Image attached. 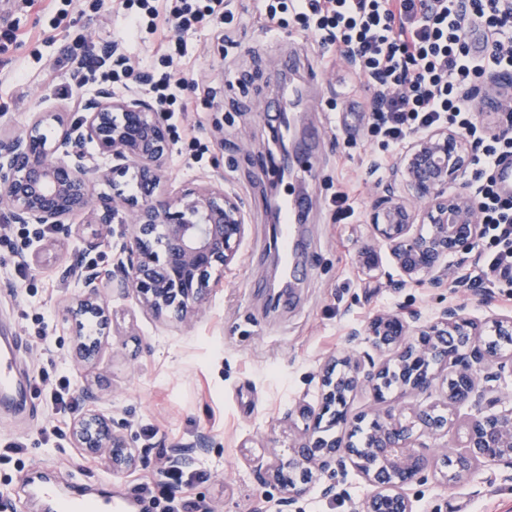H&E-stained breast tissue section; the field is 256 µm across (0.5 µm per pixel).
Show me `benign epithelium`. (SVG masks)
<instances>
[{
    "label": "benign epithelium",
    "instance_id": "7a95c632",
    "mask_svg": "<svg viewBox=\"0 0 512 512\" xmlns=\"http://www.w3.org/2000/svg\"><path fill=\"white\" fill-rule=\"evenodd\" d=\"M512 92V71L481 72L468 97L481 107L501 113L495 132L512 133V113L504 111ZM84 115L60 122L52 141L42 133L43 120H34L24 134L0 137V207L17 224L70 230L69 222L82 216L109 231L113 224L128 225L112 267L106 272L77 259L63 272L62 286L77 284L69 312L79 321L86 316L106 318L105 292L135 296L141 308L172 325L186 321L202 306L213 288L234 264L247 224L242 201L220 184L191 186L175 196L160 191L171 150V132L154 104L132 89L122 96L103 90L82 105ZM94 146L91 153L86 145ZM472 144L445 127L417 136L402 156L394 175L400 176L407 196L387 188L373 202L375 238L391 247L402 279L400 285L430 277L448 261H465L482 235L478 209L466 189L448 192L462 183L472 155ZM131 176L140 200L131 203L122 193L92 197L94 179ZM423 216L428 227L417 224ZM372 348L391 352L401 366L398 384L404 394L428 392L435 380L446 386L451 407L476 410L464 424L466 451L441 456L424 439L448 432L447 410L415 407L407 412L389 408L377 417L380 428L367 445L368 457L356 468L375 492L361 512H412L407 486L430 474L451 469L448 480L473 475L482 463L512 466V404L502 399L500 385L512 379V355L491 363L494 354L481 344L482 327L464 318L454 307L431 320L414 313L375 317L366 328ZM389 370L369 354L331 357L321 369L319 401L315 409L301 410L304 428L290 448L288 462L275 454L255 469L263 485H278L295 500L320 476L336 474L354 454L345 443L320 435L328 413L347 419V399L361 386L383 397L380 385ZM74 447L107 460L112 471H133L142 456L112 415L95 406L74 418L70 429Z\"/></svg>",
    "mask_w": 512,
    "mask_h": 512
}]
</instances>
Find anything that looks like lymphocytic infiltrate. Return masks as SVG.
<instances>
[{
  "label": "lymphocytic infiltrate",
  "mask_w": 512,
  "mask_h": 512,
  "mask_svg": "<svg viewBox=\"0 0 512 512\" xmlns=\"http://www.w3.org/2000/svg\"><path fill=\"white\" fill-rule=\"evenodd\" d=\"M132 38L152 40L159 76L146 90L182 125L186 138L197 127L185 122L182 104L190 87L183 67L195 55L189 32L203 25L230 30L235 15L227 0H121ZM256 16L268 31L311 32L328 52L344 56L368 94L362 110L379 152L371 174L416 136L451 127L475 145L467 186L495 250L487 272L512 275V198H501L494 171L512 163V138L486 137L485 125L460 95L481 71L512 67V0H256Z\"/></svg>",
  "instance_id": "obj_1"
}]
</instances>
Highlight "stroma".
Here are the masks:
<instances>
[{
	"instance_id": "35a3bbf8",
	"label": "stroma",
	"mask_w": 512,
	"mask_h": 512,
	"mask_svg": "<svg viewBox=\"0 0 512 512\" xmlns=\"http://www.w3.org/2000/svg\"><path fill=\"white\" fill-rule=\"evenodd\" d=\"M248 0H233L235 43L225 46L211 27L192 36L197 54L188 68L198 85L186 91L189 118L200 125L201 162L186 164L171 150L164 194L186 185L223 182L244 204L248 230L223 287L179 328L168 327L142 311L134 297H108L109 323L92 328L100 348L87 362L74 358L72 340L79 325L67 309L73 289L61 276L94 224H73L71 232L49 237L46 249L29 263L26 277L15 270L14 251L0 244V328L16 329L24 338L20 351L24 379L35 380L47 359L72 382L74 395L93 392L116 421L125 424L133 447L142 449L147 466L116 475L103 461L82 454L70 440L49 448L40 431L53 421L45 394H34L32 408L0 413V441L18 439L25 447L11 461L0 462V497L12 512H41L28 496L26 480L35 470L51 471L61 490L73 481L87 484L109 479L117 494L138 500L137 512H157L142 498L141 488L158 477L160 452L180 456L182 466L199 477L182 489L196 512H264L284 493L260 485L254 476L258 459L287 455L304 421L302 406H316L323 361L347 352L368 350L363 331L374 316L403 308L430 315L444 306L490 327L491 316H512V282L492 283L475 276L486 252L479 241L465 267L449 266L448 285L396 287L401 274L390 248L376 241L370 225L374 197L390 185L391 174L369 179V159L376 146L366 125L352 114V97L338 81L347 71L342 57L324 59L310 35L262 30L248 10ZM18 27L20 37L0 52V134L22 133L41 112L74 119L80 109L64 93L73 81L62 57H81L85 44L109 52L112 36L125 27L116 0H103L99 11L73 8L56 15L50 0L0 17ZM295 54L302 73L319 78L307 87L298 108L299 131H316L319 154L315 174H294L278 181L268 158L274 129L264 120V104L278 78V59ZM366 184L360 221H336L334 198L348 181ZM280 197L294 192L308 199L309 247L293 291L292 306L269 308L266 288L274 275L271 262L277 227L270 220L271 189ZM374 249L378 267L364 269L362 250ZM45 317L38 328L37 317ZM154 429L147 441L145 429ZM372 492L354 464L336 475V488L323 495L311 486L283 512H353ZM413 512H512V470L486 466L455 483L432 475L408 487Z\"/></svg>"
}]
</instances>
